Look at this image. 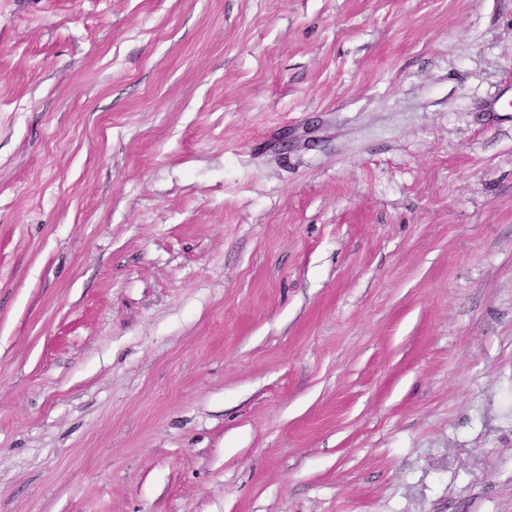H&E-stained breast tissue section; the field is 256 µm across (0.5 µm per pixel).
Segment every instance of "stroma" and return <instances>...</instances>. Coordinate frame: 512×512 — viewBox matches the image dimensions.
Instances as JSON below:
<instances>
[{"instance_id":"1","label":"stroma","mask_w":512,"mask_h":512,"mask_svg":"<svg viewBox=\"0 0 512 512\" xmlns=\"http://www.w3.org/2000/svg\"><path fill=\"white\" fill-rule=\"evenodd\" d=\"M512 0H0V512H512Z\"/></svg>"}]
</instances>
